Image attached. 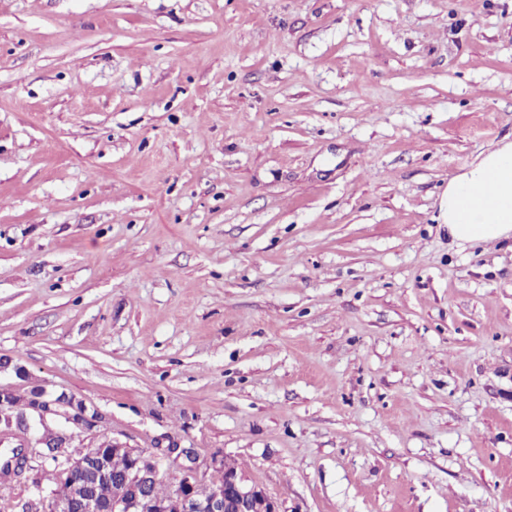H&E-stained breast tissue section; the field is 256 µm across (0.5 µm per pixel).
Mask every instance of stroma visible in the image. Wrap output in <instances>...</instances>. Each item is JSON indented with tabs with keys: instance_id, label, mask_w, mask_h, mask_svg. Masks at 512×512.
<instances>
[{
	"instance_id": "1",
	"label": "stroma",
	"mask_w": 512,
	"mask_h": 512,
	"mask_svg": "<svg viewBox=\"0 0 512 512\" xmlns=\"http://www.w3.org/2000/svg\"><path fill=\"white\" fill-rule=\"evenodd\" d=\"M512 0H0V386L284 512H512ZM439 220L457 243H491L512 236V142L448 179Z\"/></svg>"
}]
</instances>
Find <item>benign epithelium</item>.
Listing matches in <instances>:
<instances>
[{"label": "benign epithelium", "instance_id": "7a95c632", "mask_svg": "<svg viewBox=\"0 0 512 512\" xmlns=\"http://www.w3.org/2000/svg\"><path fill=\"white\" fill-rule=\"evenodd\" d=\"M16 397L14 390L0 387V447L14 443L26 458L34 448L37 455L61 468L62 488L41 498L43 512H284L262 487L243 473L227 469L224 454L202 460L195 449L182 446L173 437L159 439L148 452L116 438L107 441L108 454L126 456L129 466L105 505L89 493L92 484L110 477L103 448H88L80 459L71 458L68 448L80 434L105 426L107 416L66 393L36 386L27 399L29 418L16 424L3 420ZM58 417L63 424L55 426ZM210 472L224 473V482L215 485L208 497L200 498L196 489ZM168 479L173 482L172 494L165 500L153 498L151 486Z\"/></svg>", "mask_w": 512, "mask_h": 512}]
</instances>
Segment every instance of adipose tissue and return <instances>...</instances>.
I'll return each instance as SVG.
<instances>
[{"mask_svg": "<svg viewBox=\"0 0 512 512\" xmlns=\"http://www.w3.org/2000/svg\"><path fill=\"white\" fill-rule=\"evenodd\" d=\"M439 220L457 243H491L512 236V142L449 178L439 201Z\"/></svg>", "mask_w": 512, "mask_h": 512, "instance_id": "ef3b65f1", "label": "adipose tissue"}]
</instances>
